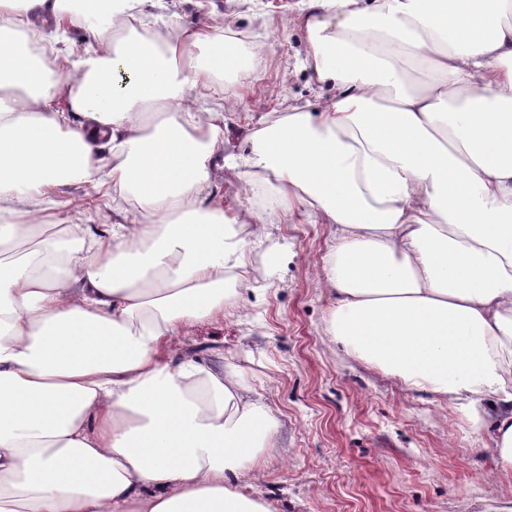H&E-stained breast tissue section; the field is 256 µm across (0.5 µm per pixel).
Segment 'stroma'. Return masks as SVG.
Here are the masks:
<instances>
[{"instance_id": "1", "label": "stroma", "mask_w": 512, "mask_h": 512, "mask_svg": "<svg viewBox=\"0 0 512 512\" xmlns=\"http://www.w3.org/2000/svg\"><path fill=\"white\" fill-rule=\"evenodd\" d=\"M300 0H157L158 25L174 31L202 14L223 19L250 76L224 115V152L249 154L254 130L289 107L331 99V84L303 67ZM209 193L241 224L270 220L271 236L247 254L224 319L197 323L191 351L237 366L277 420L257 469L272 512H512V485L496 484L493 443L468 414L400 378L353 360L326 336L333 297L322 265L333 228L244 197L235 171ZM52 220L84 221L87 240L109 230L112 200L90 186L60 188Z\"/></svg>"}]
</instances>
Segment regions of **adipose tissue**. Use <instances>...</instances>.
<instances>
[{"instance_id": "obj_1", "label": "adipose tissue", "mask_w": 512, "mask_h": 512, "mask_svg": "<svg viewBox=\"0 0 512 512\" xmlns=\"http://www.w3.org/2000/svg\"><path fill=\"white\" fill-rule=\"evenodd\" d=\"M146 2L0 0V251L62 186L124 204L100 239L71 224L0 260V512H272L242 479L274 416L236 367L170 354L269 238L200 200L224 153L214 74L242 66L207 19L137 36ZM302 2L304 66L336 94L263 123L241 176L335 226L330 336L464 408L512 480V0ZM69 26L94 45L63 53Z\"/></svg>"}]
</instances>
